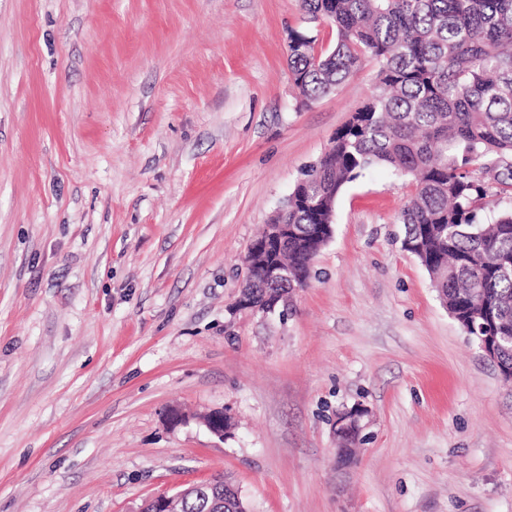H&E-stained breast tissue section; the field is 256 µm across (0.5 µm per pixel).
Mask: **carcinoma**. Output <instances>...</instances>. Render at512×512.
I'll use <instances>...</instances> for the list:
<instances>
[{
    "label": "carcinoma",
    "mask_w": 512,
    "mask_h": 512,
    "mask_svg": "<svg viewBox=\"0 0 512 512\" xmlns=\"http://www.w3.org/2000/svg\"><path fill=\"white\" fill-rule=\"evenodd\" d=\"M307 19L328 23L335 42L290 32L288 65L300 94L316 100L348 80L362 61L378 63L371 94L304 172L288 197L295 226L284 258L293 283L308 286L325 242L308 225L328 220L343 188L385 164L415 182L402 209L404 243L427 266L448 309L474 314L489 305L496 334L512 336V209L475 223L488 195L483 176L512 188V0H301ZM361 432L336 445L355 462ZM180 500L178 512H241L246 501L229 478Z\"/></svg>",
    "instance_id": "1"
}]
</instances>
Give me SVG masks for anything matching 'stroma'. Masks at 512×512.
Returning <instances> with one entry per match:
<instances>
[{"instance_id":"stroma-1","label":"stroma","mask_w":512,"mask_h":512,"mask_svg":"<svg viewBox=\"0 0 512 512\" xmlns=\"http://www.w3.org/2000/svg\"><path fill=\"white\" fill-rule=\"evenodd\" d=\"M293 30L335 41L301 0H0V512H137L219 474L251 512H512V381L404 250L409 178L345 186L287 311L234 308L375 81L300 96Z\"/></svg>"}]
</instances>
